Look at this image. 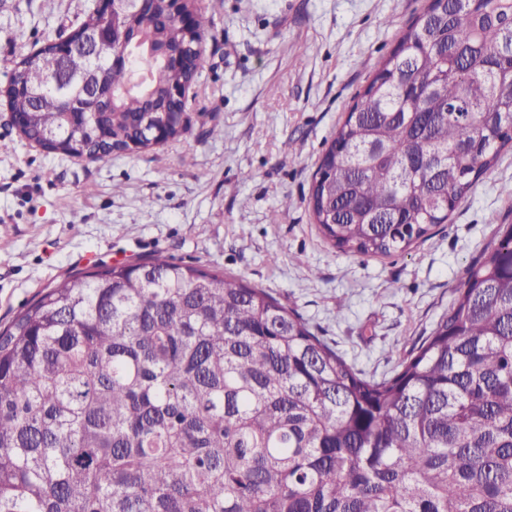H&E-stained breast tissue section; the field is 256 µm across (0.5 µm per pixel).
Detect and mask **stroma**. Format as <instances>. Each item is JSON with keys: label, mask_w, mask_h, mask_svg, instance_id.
I'll return each mask as SVG.
<instances>
[{"label": "stroma", "mask_w": 512, "mask_h": 512, "mask_svg": "<svg viewBox=\"0 0 512 512\" xmlns=\"http://www.w3.org/2000/svg\"><path fill=\"white\" fill-rule=\"evenodd\" d=\"M94 0H0V88ZM205 68L179 138L105 162L23 139L0 98V326L96 264L173 261L288 300L348 360L391 373L512 224V149L402 254L331 247L309 208L319 160L427 0H198ZM221 135H211L212 127Z\"/></svg>", "instance_id": "1"}]
</instances>
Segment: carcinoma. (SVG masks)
Masks as SVG:
<instances>
[{
	"instance_id": "carcinoma-1",
	"label": "carcinoma",
	"mask_w": 512,
	"mask_h": 512,
	"mask_svg": "<svg viewBox=\"0 0 512 512\" xmlns=\"http://www.w3.org/2000/svg\"><path fill=\"white\" fill-rule=\"evenodd\" d=\"M123 24L106 110L49 84L11 94L21 136L105 162L152 148L202 51L165 0ZM79 105L81 120L62 112ZM512 0H429L351 106L309 205L323 237L403 252L448 221L512 143ZM465 146L468 151L461 152ZM419 347L380 379L242 279L156 255L64 277L0 329V512H512V224Z\"/></svg>"
}]
</instances>
